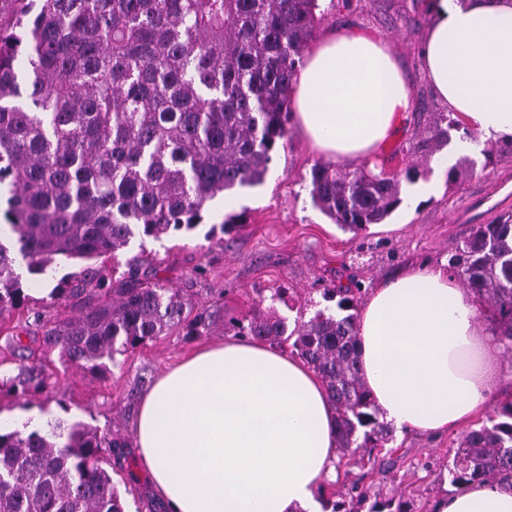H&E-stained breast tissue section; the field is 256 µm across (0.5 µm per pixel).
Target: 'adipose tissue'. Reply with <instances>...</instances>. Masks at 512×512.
Instances as JSON below:
<instances>
[{"mask_svg": "<svg viewBox=\"0 0 512 512\" xmlns=\"http://www.w3.org/2000/svg\"><path fill=\"white\" fill-rule=\"evenodd\" d=\"M418 47L438 98L477 132L436 159L512 141V0H426ZM411 87L387 44L330 30L306 54L291 93L316 153L377 156L410 110ZM360 366L380 416L397 432L439 434L485 406L501 380L504 342L481 326L477 299L447 263L410 268L375 288L358 321ZM136 457L166 512H321L332 478L336 412L301 359L255 340L209 344L140 396ZM434 512H512V490L460 485Z\"/></svg>", "mask_w": 512, "mask_h": 512, "instance_id": "obj_1", "label": "adipose tissue"}]
</instances>
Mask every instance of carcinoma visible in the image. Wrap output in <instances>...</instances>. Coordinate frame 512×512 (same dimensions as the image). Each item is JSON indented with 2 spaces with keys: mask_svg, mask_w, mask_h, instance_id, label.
Segmentation results:
<instances>
[{
  "mask_svg": "<svg viewBox=\"0 0 512 512\" xmlns=\"http://www.w3.org/2000/svg\"><path fill=\"white\" fill-rule=\"evenodd\" d=\"M324 14L319 0H0V187L8 188V228L28 271L61 260L115 254L130 240L191 231L207 204L264 183L288 139L297 65ZM25 57V73L17 67ZM452 113L435 112L416 146L430 157L448 145ZM312 203L344 231L362 232L401 204L399 174L369 163L312 168ZM145 262L128 261L123 288L88 280L73 318L41 326L44 352L103 375L107 362L181 326L188 302L162 281H134ZM12 248L0 243V311L24 304ZM463 284L488 304L512 350V214L477 225L449 260ZM336 308L288 328L256 308L224 329L267 342L316 372L337 413V447L353 457L384 448L381 422L360 372L358 300L331 288ZM45 367L0 372V389L45 388ZM46 432L0 431V512H125L103 467L114 435L80 423ZM450 483L512 489V393L494 414L460 433ZM326 501L325 512H362L359 483ZM368 512H408L395 497Z\"/></svg>",
  "mask_w": 512,
  "mask_h": 512,
  "instance_id": "1",
  "label": "carcinoma"
}]
</instances>
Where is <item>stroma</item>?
Returning a JSON list of instances; mask_svg holds the SVG:
<instances>
[{
  "label": "stroma",
  "mask_w": 512,
  "mask_h": 512,
  "mask_svg": "<svg viewBox=\"0 0 512 512\" xmlns=\"http://www.w3.org/2000/svg\"><path fill=\"white\" fill-rule=\"evenodd\" d=\"M430 24L411 0H352L350 7L329 12L320 32L347 26L386 40L411 84L413 106L404 113L397 133L381 150L379 167L389 172L416 165L418 178L435 175L432 161H413L409 149L416 142L425 116L446 111L434 94L417 57V48ZM497 160L483 152L456 157L464 175L441 180L435 195L415 208H398L383 223L353 233L340 229L316 209L310 197L311 171L321 158L307 147L297 124H290L288 141L269 165L263 185L217 198L190 232L161 239L135 238L116 257L94 260L112 288H121L127 261L139 254L151 262L139 271L141 282L164 280L191 303L192 312L208 311L215 327L200 336L183 328L117 356L103 376L65 366L58 354H44L35 317L54 322L74 316L79 301L68 295L36 294L41 279L24 275L29 291L25 307L0 313V362L17 371L24 357L43 358L48 377L44 391L22 396L0 391V422L16 421L19 412L37 409L65 423H84L120 437V452L101 449L104 466L123 500L126 512H161L160 498L145 474L139 473L133 454L135 402L152 380L177 365L201 345L224 341L229 318L251 313L270 289L288 290V303H277L284 317L313 316L327 305L325 289L358 285L360 299L400 271L424 263L449 260L479 224L512 213V153L504 143L492 144ZM242 215V229L223 230L227 214ZM20 335L23 350L8 348L7 337ZM458 430L439 436L391 433L389 466L362 470L345 459L335 462L332 488L363 479L371 492L407 500L414 512H430L434 502L454 490L448 478L457 447Z\"/></svg>",
  "instance_id": "1"
}]
</instances>
